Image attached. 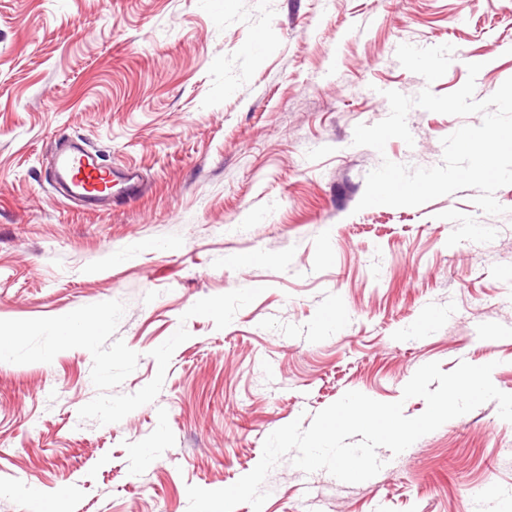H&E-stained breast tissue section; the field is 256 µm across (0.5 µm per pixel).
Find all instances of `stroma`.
<instances>
[{"label": "stroma", "mask_w": 512, "mask_h": 512, "mask_svg": "<svg viewBox=\"0 0 512 512\" xmlns=\"http://www.w3.org/2000/svg\"><path fill=\"white\" fill-rule=\"evenodd\" d=\"M453 45L433 83L400 44ZM475 99L512 78V0H0V319L119 300L115 336L139 355L116 391L157 373L156 399L120 422L80 419L92 356L0 362V512H188V486L234 484L268 435L358 391L426 409L404 386L430 362L494 363L512 394V185L502 216L475 190L358 209L382 159L432 167L478 114L412 108L413 145H353L387 91ZM60 135L145 192L96 209L45 179ZM260 295L224 329L187 317L237 288ZM355 484L283 457L261 512H512V423L486 402Z\"/></svg>", "instance_id": "stroma-1"}]
</instances>
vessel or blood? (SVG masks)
<instances>
[{"instance_id": "obj_1", "label": "vessel or blood", "mask_w": 512, "mask_h": 512, "mask_svg": "<svg viewBox=\"0 0 512 512\" xmlns=\"http://www.w3.org/2000/svg\"><path fill=\"white\" fill-rule=\"evenodd\" d=\"M47 178L57 194L90 209L111 201L113 187H121L129 200L143 187L139 168L105 165L96 149L81 139L56 144Z\"/></svg>"}]
</instances>
